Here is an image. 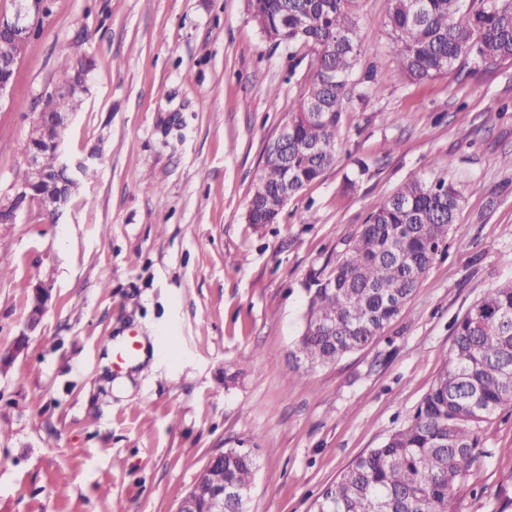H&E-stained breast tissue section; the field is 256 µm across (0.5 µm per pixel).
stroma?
<instances>
[{
	"mask_svg": "<svg viewBox=\"0 0 512 512\" xmlns=\"http://www.w3.org/2000/svg\"><path fill=\"white\" fill-rule=\"evenodd\" d=\"M384 15L385 0H357L335 164L278 223L251 224L265 145L310 75L306 49L269 40L247 0H51L0 106V196L23 175L62 56L96 64L63 149L99 160L56 223L33 205L0 224V351L28 338L0 369V512H175L231 448L256 455L247 512H311L408 423L453 320L512 279V60L408 81ZM437 161L463 193L445 253L381 336L304 374L292 352L308 272ZM39 282L51 300L30 333ZM131 334L158 336L160 353L123 374L104 340ZM511 473L507 406L482 427L456 512H497Z\"/></svg>",
	"mask_w": 512,
	"mask_h": 512,
	"instance_id": "stroma-1",
	"label": "stroma"
}]
</instances>
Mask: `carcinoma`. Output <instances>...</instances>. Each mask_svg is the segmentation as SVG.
<instances>
[{"label":"carcinoma","mask_w":512,"mask_h":512,"mask_svg":"<svg viewBox=\"0 0 512 512\" xmlns=\"http://www.w3.org/2000/svg\"><path fill=\"white\" fill-rule=\"evenodd\" d=\"M260 29L311 56L309 81L285 136L266 147L248 204L251 224H274L306 184L336 161V135L359 54L356 0H250ZM384 25L401 70L416 82L453 68L472 72L512 59V0H386ZM84 57L64 60L68 92L43 105L67 112L87 87L71 79ZM449 164L411 176L377 204L333 266L311 270L304 328L295 344L306 369L327 366L372 342L400 313L448 243L462 193ZM512 405V281L487 290L453 326L452 344L411 420L359 456L314 501L313 512H455L457 490L477 459L478 431ZM251 452L203 469L196 482L251 484Z\"/></svg>","instance_id":"cac0c4a2"}]
</instances>
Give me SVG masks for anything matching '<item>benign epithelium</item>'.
<instances>
[{
    "instance_id": "1",
    "label": "benign epithelium",
    "mask_w": 512,
    "mask_h": 512,
    "mask_svg": "<svg viewBox=\"0 0 512 512\" xmlns=\"http://www.w3.org/2000/svg\"><path fill=\"white\" fill-rule=\"evenodd\" d=\"M44 0H13L11 12L0 13V104L11 99V73L19 64L17 49L27 40L35 18L43 13ZM73 112H62L56 118L55 136L43 135L42 113H33L31 131L37 144H27L25 170L22 178L14 185L13 192L0 198V214L13 220L29 202L30 195L39 192L38 205L43 214L57 218L68 204V190L57 185L54 170L64 169L73 183L80 181L82 170L96 163L97 155L90 152L82 157L70 158L62 149V134L68 127ZM49 292L46 285L33 286V304L28 315L29 329H34L47 309ZM206 500L211 512H224V481L192 486L179 502L176 512H196L199 500Z\"/></svg>"
}]
</instances>
